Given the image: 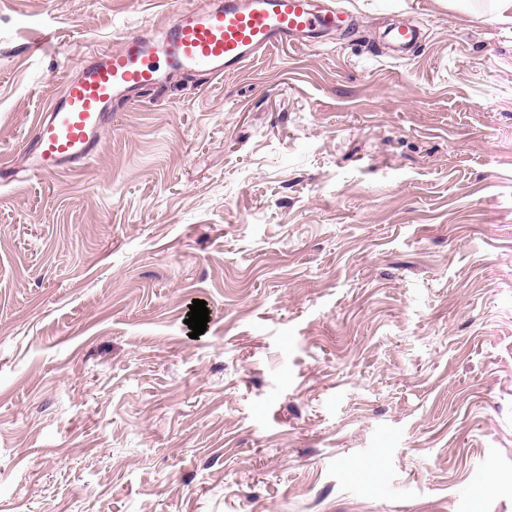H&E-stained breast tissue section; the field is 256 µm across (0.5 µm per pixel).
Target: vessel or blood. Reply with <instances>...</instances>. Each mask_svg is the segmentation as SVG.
Returning a JSON list of instances; mask_svg holds the SVG:
<instances>
[{"label":"vessel or blood","instance_id":"vessel-or-blood-1","mask_svg":"<svg viewBox=\"0 0 512 512\" xmlns=\"http://www.w3.org/2000/svg\"><path fill=\"white\" fill-rule=\"evenodd\" d=\"M347 22L321 0H188L162 29L126 33L117 48L66 79L62 94L36 119L24 175L83 169L109 129L113 104L163 86L173 74L221 78L264 52L311 46ZM418 38L412 24L390 33L401 54Z\"/></svg>","mask_w":512,"mask_h":512}]
</instances>
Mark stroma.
Returning a JSON list of instances; mask_svg holds the SVG:
<instances>
[{
	"label": "stroma",
	"mask_w": 512,
	"mask_h": 512,
	"mask_svg": "<svg viewBox=\"0 0 512 512\" xmlns=\"http://www.w3.org/2000/svg\"><path fill=\"white\" fill-rule=\"evenodd\" d=\"M328 2L0 184V512H512V11ZM175 7L0 0V158ZM419 38V29L412 24H405L394 28L390 33V42L398 51L400 58L406 50L412 47Z\"/></svg>",
	"instance_id": "1"
}]
</instances>
